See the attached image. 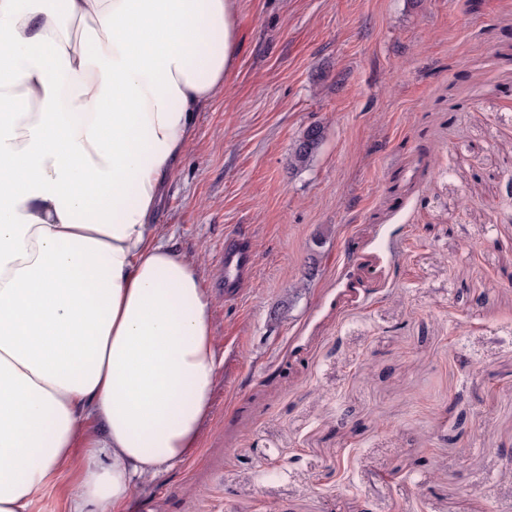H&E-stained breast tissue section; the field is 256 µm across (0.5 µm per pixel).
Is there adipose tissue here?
Wrapping results in <instances>:
<instances>
[{
	"label": "adipose tissue",
	"instance_id": "obj_1",
	"mask_svg": "<svg viewBox=\"0 0 512 512\" xmlns=\"http://www.w3.org/2000/svg\"><path fill=\"white\" fill-rule=\"evenodd\" d=\"M239 10L0 0V512H29L78 448L70 512H127L196 446L210 299L153 215L235 67Z\"/></svg>",
	"mask_w": 512,
	"mask_h": 512
}]
</instances>
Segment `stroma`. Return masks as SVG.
<instances>
[{"instance_id":"obj_1","label":"stroma","mask_w":512,"mask_h":512,"mask_svg":"<svg viewBox=\"0 0 512 512\" xmlns=\"http://www.w3.org/2000/svg\"><path fill=\"white\" fill-rule=\"evenodd\" d=\"M238 29L155 215L221 366L131 512H512V0H241ZM323 127L316 125L315 128L307 127L302 136L294 144L290 156V164L296 169L307 168L315 153L323 143ZM224 288L232 293L237 280L252 269L251 257L233 238L224 242Z\"/></svg>"}]
</instances>
